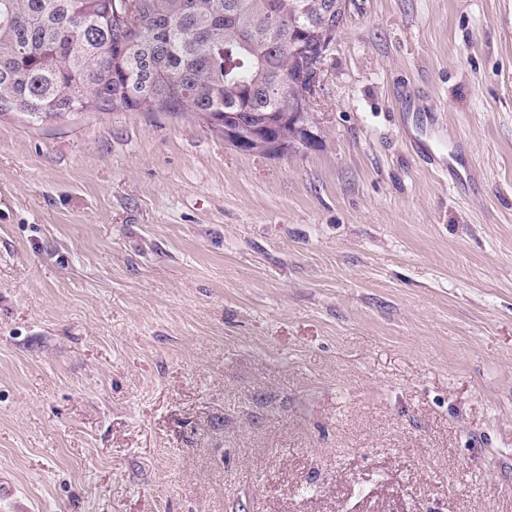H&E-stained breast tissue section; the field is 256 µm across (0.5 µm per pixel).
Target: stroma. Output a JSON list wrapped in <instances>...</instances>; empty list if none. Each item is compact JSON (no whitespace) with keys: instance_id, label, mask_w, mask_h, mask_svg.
I'll return each instance as SVG.
<instances>
[{"instance_id":"stroma-1","label":"stroma","mask_w":512,"mask_h":512,"mask_svg":"<svg viewBox=\"0 0 512 512\" xmlns=\"http://www.w3.org/2000/svg\"><path fill=\"white\" fill-rule=\"evenodd\" d=\"M314 109L0 115V512H512V0H355ZM406 113L404 122L407 128V141L413 154L422 164L447 173L448 185L457 188L460 178L464 174L472 173V166H461L453 144L448 148V152H445L432 140L430 132L434 129L426 116L421 112Z\"/></svg>"}]
</instances>
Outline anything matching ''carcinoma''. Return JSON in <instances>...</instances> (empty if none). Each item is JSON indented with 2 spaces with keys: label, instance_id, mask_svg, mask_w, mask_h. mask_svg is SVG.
Returning <instances> with one entry per match:
<instances>
[{
  "label": "carcinoma",
  "instance_id": "cac0c4a2",
  "mask_svg": "<svg viewBox=\"0 0 512 512\" xmlns=\"http://www.w3.org/2000/svg\"><path fill=\"white\" fill-rule=\"evenodd\" d=\"M338 0H0V114L190 112L259 130L306 111L305 14Z\"/></svg>",
  "mask_w": 512,
  "mask_h": 512
}]
</instances>
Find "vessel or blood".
Here are the masks:
<instances>
[{"label": "vessel or blood", "mask_w": 512, "mask_h": 512, "mask_svg": "<svg viewBox=\"0 0 512 512\" xmlns=\"http://www.w3.org/2000/svg\"><path fill=\"white\" fill-rule=\"evenodd\" d=\"M408 145L424 165L447 173L448 184L458 187L463 176L471 174V167L461 166L456 149L442 150L431 138L432 126L426 117L418 112L407 113L404 117Z\"/></svg>", "instance_id": "obj_1"}]
</instances>
